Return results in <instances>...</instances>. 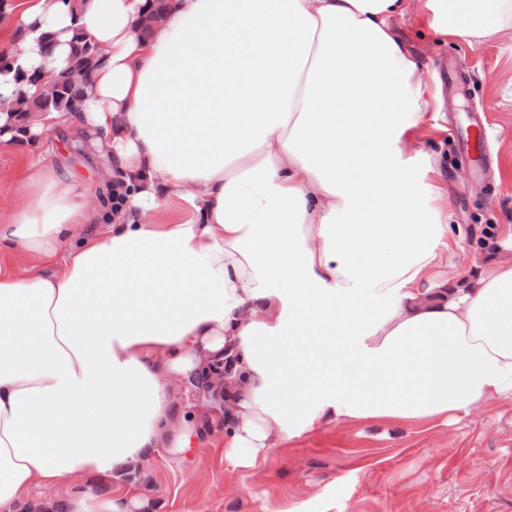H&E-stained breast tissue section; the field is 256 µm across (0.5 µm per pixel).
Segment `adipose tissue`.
<instances>
[{
  "label": "adipose tissue",
  "mask_w": 512,
  "mask_h": 512,
  "mask_svg": "<svg viewBox=\"0 0 512 512\" xmlns=\"http://www.w3.org/2000/svg\"><path fill=\"white\" fill-rule=\"evenodd\" d=\"M406 0H5L0 147L81 35L77 121L103 190L42 155L0 246V512H156L164 450L211 446L184 379L254 469L325 422L411 423L512 397V225L464 237L410 151L434 97L392 21ZM444 37L512 29V0H426ZM53 38L45 55V38Z\"/></svg>",
  "instance_id": "ef3b65f1"
}]
</instances>
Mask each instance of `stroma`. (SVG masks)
Here are the masks:
<instances>
[{
	"label": "stroma",
	"instance_id": "obj_1",
	"mask_svg": "<svg viewBox=\"0 0 512 512\" xmlns=\"http://www.w3.org/2000/svg\"><path fill=\"white\" fill-rule=\"evenodd\" d=\"M423 0H409L394 27L413 54L418 73L453 112L486 107L488 143L497 159L495 198L460 156L449 132L426 114L418 150L444 154L438 180L448 189L450 224L467 235L448 252L449 272L482 262L480 244L488 226L512 225V30L481 40H443L429 26ZM470 70L469 92L449 93L443 68ZM71 123L54 127L30 144L51 152L78 179L100 186L103 160L95 151H75L84 140ZM143 488L157 512H512V398L495 400L480 416L402 425L327 422L270 449L256 469L235 468L219 448H198L185 464L156 453Z\"/></svg>",
	"mask_w": 512,
	"mask_h": 512
}]
</instances>
